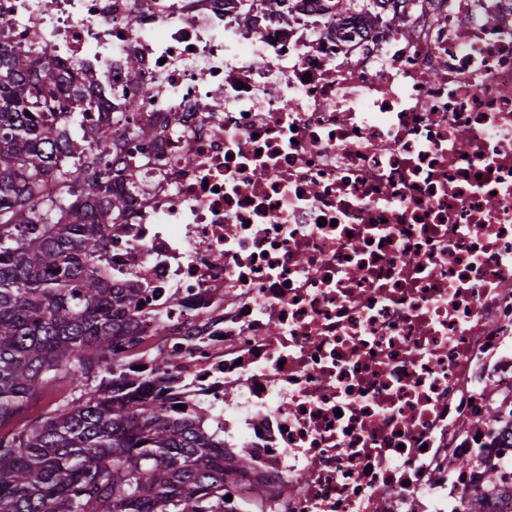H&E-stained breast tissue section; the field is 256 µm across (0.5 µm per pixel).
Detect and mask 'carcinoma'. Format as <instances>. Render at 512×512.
Here are the masks:
<instances>
[{
	"mask_svg": "<svg viewBox=\"0 0 512 512\" xmlns=\"http://www.w3.org/2000/svg\"><path fill=\"white\" fill-rule=\"evenodd\" d=\"M76 71L0 38V512H216L224 481L251 461L224 469L199 427L172 425L147 399L179 355L131 336L143 290L112 287L100 265L123 216L112 178L139 181L113 156L155 131L92 117L93 87ZM144 357L151 371L132 370ZM61 383L50 414L11 426Z\"/></svg>",
	"mask_w": 512,
	"mask_h": 512,
	"instance_id": "1",
	"label": "carcinoma"
}]
</instances>
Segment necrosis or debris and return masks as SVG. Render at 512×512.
<instances>
[{
  "label": "necrosis or debris",
  "instance_id": "4bbe7bcc",
  "mask_svg": "<svg viewBox=\"0 0 512 512\" xmlns=\"http://www.w3.org/2000/svg\"><path fill=\"white\" fill-rule=\"evenodd\" d=\"M0 11L158 130L105 274L172 422L252 460L224 512H512V0Z\"/></svg>",
  "mask_w": 512,
  "mask_h": 512
}]
</instances>
